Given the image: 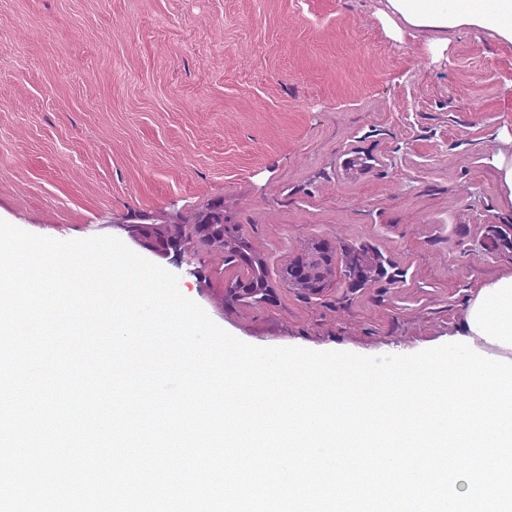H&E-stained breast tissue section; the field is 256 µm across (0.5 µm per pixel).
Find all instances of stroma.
I'll use <instances>...</instances> for the list:
<instances>
[{"instance_id": "obj_1", "label": "stroma", "mask_w": 512, "mask_h": 512, "mask_svg": "<svg viewBox=\"0 0 512 512\" xmlns=\"http://www.w3.org/2000/svg\"><path fill=\"white\" fill-rule=\"evenodd\" d=\"M385 0H0V220L57 240L207 203L270 273L314 241L368 244L404 276L227 307L221 258L180 293L256 347L412 355L457 342L512 276L498 152L512 153V44L395 30Z\"/></svg>"}]
</instances>
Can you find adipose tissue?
<instances>
[{
	"instance_id": "obj_1",
	"label": "adipose tissue",
	"mask_w": 512,
	"mask_h": 512,
	"mask_svg": "<svg viewBox=\"0 0 512 512\" xmlns=\"http://www.w3.org/2000/svg\"><path fill=\"white\" fill-rule=\"evenodd\" d=\"M385 15L416 31L468 28L512 44V0H386Z\"/></svg>"
}]
</instances>
